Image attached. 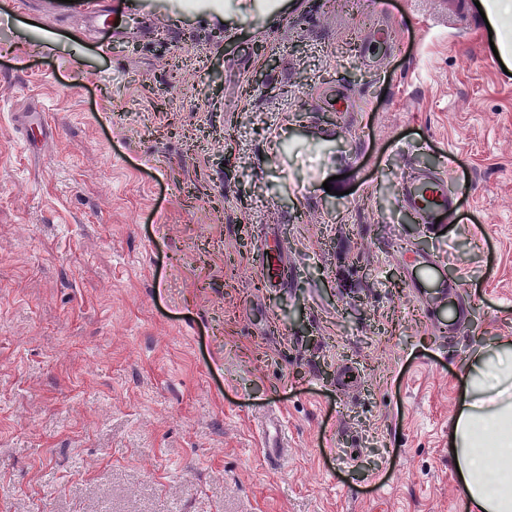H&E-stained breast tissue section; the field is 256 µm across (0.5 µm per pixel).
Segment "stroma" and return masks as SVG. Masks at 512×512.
Returning a JSON list of instances; mask_svg holds the SVG:
<instances>
[{
	"instance_id": "35a3bbf8",
	"label": "stroma",
	"mask_w": 512,
	"mask_h": 512,
	"mask_svg": "<svg viewBox=\"0 0 512 512\" xmlns=\"http://www.w3.org/2000/svg\"><path fill=\"white\" fill-rule=\"evenodd\" d=\"M35 2L0 0V512H466L462 378L512 341V71L483 18L150 0L94 44ZM412 166L465 218L451 335L405 269L433 249ZM267 284L271 286L281 285L286 277L287 266L281 252L267 254L262 262Z\"/></svg>"
}]
</instances>
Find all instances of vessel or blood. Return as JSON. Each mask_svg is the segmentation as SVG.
Masks as SVG:
<instances>
[{
    "label": "vessel or blood",
    "mask_w": 512,
    "mask_h": 512,
    "mask_svg": "<svg viewBox=\"0 0 512 512\" xmlns=\"http://www.w3.org/2000/svg\"><path fill=\"white\" fill-rule=\"evenodd\" d=\"M49 6L61 15H77L91 23L96 34L118 33L125 23L128 9L122 0H113L110 8H103L100 0H50ZM402 203L432 232L438 233L459 217V196L448 188L447 177L438 171L417 169L411 171L402 185ZM411 267L410 285L423 290L427 305L447 298L459 283L449 280L443 260L436 253H413L408 258ZM268 284L277 286L286 277L287 266L281 253L267 254L262 263Z\"/></svg>",
    "instance_id": "vessel-or-blood-1"
}]
</instances>
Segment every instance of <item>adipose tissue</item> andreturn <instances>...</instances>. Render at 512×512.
<instances>
[{
  "label": "adipose tissue",
  "mask_w": 512,
  "mask_h": 512,
  "mask_svg": "<svg viewBox=\"0 0 512 512\" xmlns=\"http://www.w3.org/2000/svg\"><path fill=\"white\" fill-rule=\"evenodd\" d=\"M449 445L467 512H512V345L478 353Z\"/></svg>",
  "instance_id": "obj_1"
}]
</instances>
